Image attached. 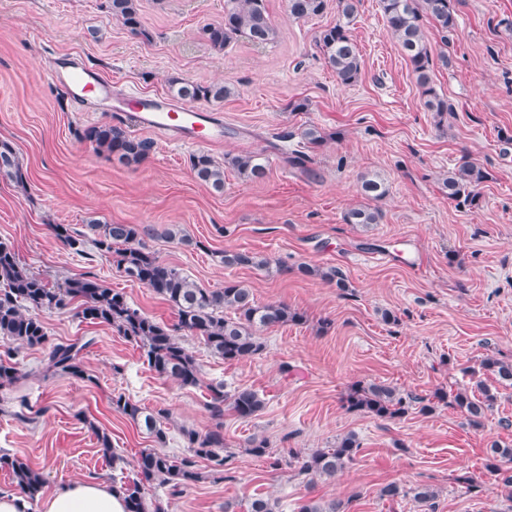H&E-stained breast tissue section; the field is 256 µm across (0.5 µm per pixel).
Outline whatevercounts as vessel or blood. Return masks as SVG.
<instances>
[{
  "label": "vessel or blood",
  "instance_id": "b4317fda",
  "mask_svg": "<svg viewBox=\"0 0 512 512\" xmlns=\"http://www.w3.org/2000/svg\"><path fill=\"white\" fill-rule=\"evenodd\" d=\"M49 74L55 81L69 85L77 102L94 103L112 97L111 82L69 56L54 57ZM121 109L136 113L139 126L160 132L176 143L206 145L224 136V123L215 113L190 109L167 97L150 99L131 92L122 98Z\"/></svg>",
  "mask_w": 512,
  "mask_h": 512
}]
</instances>
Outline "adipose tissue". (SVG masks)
<instances>
[{
    "label": "adipose tissue",
    "instance_id": "adipose-tissue-1",
    "mask_svg": "<svg viewBox=\"0 0 512 512\" xmlns=\"http://www.w3.org/2000/svg\"><path fill=\"white\" fill-rule=\"evenodd\" d=\"M0 512H127L124 493L96 478L71 480L38 503L18 492H0Z\"/></svg>",
    "mask_w": 512,
    "mask_h": 512
}]
</instances>
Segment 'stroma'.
I'll return each instance as SVG.
<instances>
[{
    "mask_svg": "<svg viewBox=\"0 0 512 512\" xmlns=\"http://www.w3.org/2000/svg\"><path fill=\"white\" fill-rule=\"evenodd\" d=\"M275 42L240 39L216 51L201 29L224 19V0H140L146 36L112 20L106 0H0V143L10 145L27 177L0 176V238L23 264L50 283L89 272L123 291L130 305L172 326L174 309L119 272L94 245L75 253L51 227L84 229L89 220L140 224L144 242L165 263L205 288L243 282L257 302L283 303L305 316L302 324L262 330L263 351L227 363L192 337L182 342L202 368L200 386H182L150 370L139 347L105 324L73 311L40 315L57 343L85 342L87 380L44 375L47 350L19 345L13 363L20 379L0 389V449L24 456L53 488L85 476L134 478L151 437L112 408L122 394L139 405L170 413L165 453L186 454L183 430L205 432L215 422L205 407L206 386H247L266 400L259 416L224 419L229 478H204L171 495L158 482L144 484L146 498L166 512H245L248 500L268 492L281 512L301 501L340 499L347 512H420L412 497L379 498L396 482L411 490H438L436 512H512L500 478L484 468L492 443L512 447V385L482 374L493 355L512 363V0H453L457 27L425 31L436 88L455 107L437 118L423 105L415 77L388 32L379 0H361L350 24L363 59L358 81L337 82L317 46L319 32L336 22L335 6L294 21L286 0H268ZM80 56L112 84L114 96L135 91L165 96L169 78L221 82L233 93L209 104L224 118V137L207 145L217 161L252 151L265 157L266 178H241L224 169V190L198 182L190 168L192 145L140 127L130 115L75 99L59 101L50 60ZM303 100L307 111H291ZM112 122L153 140L139 164L124 165L78 138L83 127ZM312 124L327 134L312 147L298 136ZM308 157V174L288 163ZM483 165L489 178L477 207H456L441 190L444 173L464 162ZM383 181L379 223H346L361 203V176ZM179 228L183 236L167 234ZM267 257L264 268H228L226 251ZM334 267L348 286L302 275L301 264ZM390 312L392 321L382 319ZM484 381L497 395L481 426L448 403L460 390ZM382 382L415 399L405 415L381 419L349 409L356 385ZM434 410L420 411L419 398ZM36 409L20 419L22 403ZM106 431L121 461L99 450L95 429ZM355 434L360 449L335 477H309L298 459ZM265 437L273 456L246 448ZM478 487H471L470 478Z\"/></svg>",
    "mask_w": 512,
    "mask_h": 512,
    "instance_id": "obj_1",
    "label": "stroma"
}]
</instances>
